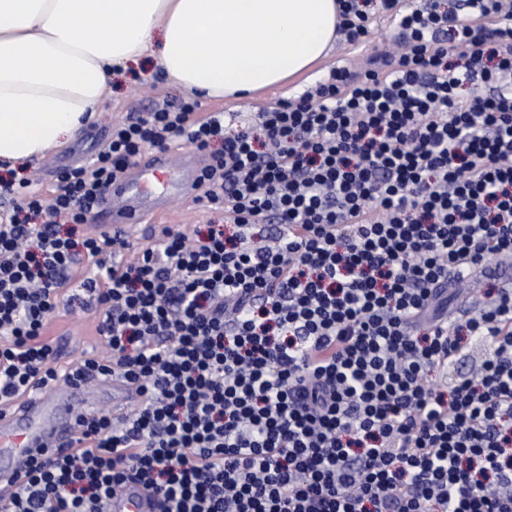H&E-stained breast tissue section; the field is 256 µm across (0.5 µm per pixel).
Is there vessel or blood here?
Masks as SVG:
<instances>
[{
  "mask_svg": "<svg viewBox=\"0 0 512 512\" xmlns=\"http://www.w3.org/2000/svg\"><path fill=\"white\" fill-rule=\"evenodd\" d=\"M197 169L191 154H184L179 164L168 157L155 156L150 162L133 166L112 187V196L99 205L98 217L114 239L127 237L147 218L166 213L167 187L178 184L190 190L195 186ZM161 184L162 194L149 196L147 188ZM98 391L77 383L69 385L65 395L40 390L14 400L0 410V483L15 480L20 458H37L74 446L78 418L94 411ZM156 502L148 492L131 487L115 495L108 512H155Z\"/></svg>",
  "mask_w": 512,
  "mask_h": 512,
  "instance_id": "obj_1",
  "label": "vessel or blood"
}]
</instances>
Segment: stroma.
Returning a JSON list of instances; mask_svg holds the SVG:
<instances>
[{"mask_svg":"<svg viewBox=\"0 0 512 512\" xmlns=\"http://www.w3.org/2000/svg\"><path fill=\"white\" fill-rule=\"evenodd\" d=\"M401 39V31L396 24L384 14H376L364 49L336 43L333 51L320 65L293 81L269 88L248 102L203 101L198 111L202 114L221 111L232 117L233 121L247 120L279 100L301 96L325 78L330 68L344 66L356 71L363 69L371 56L385 46L400 44ZM183 99V93L156 70L152 61L143 60L131 65L113 76L111 95L100 105L94 119L82 134L68 145L51 151L44 159L26 165L23 174L33 179L35 190L50 193L56 185V170L94 155L106 142L113 124L136 118L138 113L156 105L165 102L176 104ZM221 218V213L193 202L191 197L175 198L163 216L140 225L137 233L129 237L127 245L112 246V258L117 262L128 260L134 250L153 243L164 225H180L185 233L191 235L199 227L220 221ZM497 264V259H487L486 271L476 272L465 283L451 287L448 292V311L452 319L462 324L477 315V306L484 302L487 289L502 281L501 276L493 272ZM88 267L89 262L84 258L74 264L70 271L69 285L62 291L58 309L48 324L47 334L53 339L60 353L59 362L63 365L80 359L84 350L100 344L96 332V313L70 300L73 288L79 286Z\"/></svg>","mask_w":512,"mask_h":512,"instance_id":"1","label":"stroma"}]
</instances>
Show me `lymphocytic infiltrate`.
<instances>
[{
    "mask_svg": "<svg viewBox=\"0 0 512 512\" xmlns=\"http://www.w3.org/2000/svg\"><path fill=\"white\" fill-rule=\"evenodd\" d=\"M339 2V35L365 46L363 0ZM381 2L402 45L248 126L167 103L114 124L51 197L0 177V407L112 376L136 396L83 416L77 449L21 461L0 512H104L131 484L158 512H512V290L463 327L444 307L459 272L512 258V8ZM174 143L209 152L196 200L223 223L164 226L123 264L111 236L55 229ZM81 255L106 353L61 368L47 322ZM479 342L475 375L441 390Z\"/></svg>",
    "mask_w": 512,
    "mask_h": 512,
    "instance_id": "lymphocytic-infiltrate-1",
    "label": "lymphocytic infiltrate"
}]
</instances>
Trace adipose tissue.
I'll return each instance as SVG.
<instances>
[{
    "label": "adipose tissue",
    "instance_id": "adipose-tissue-1",
    "mask_svg": "<svg viewBox=\"0 0 512 512\" xmlns=\"http://www.w3.org/2000/svg\"><path fill=\"white\" fill-rule=\"evenodd\" d=\"M339 21L337 0H0V160L75 139L141 59L191 97L243 99L316 67Z\"/></svg>",
    "mask_w": 512,
    "mask_h": 512
}]
</instances>
